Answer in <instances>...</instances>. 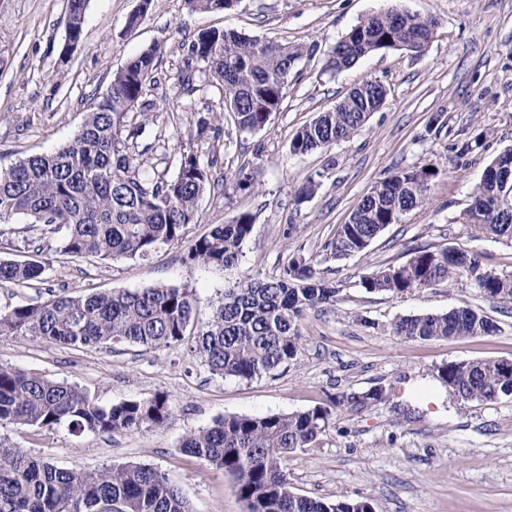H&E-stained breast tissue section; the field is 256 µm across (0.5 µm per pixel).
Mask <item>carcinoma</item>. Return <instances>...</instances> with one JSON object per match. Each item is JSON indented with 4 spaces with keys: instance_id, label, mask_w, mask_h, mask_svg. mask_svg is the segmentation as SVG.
<instances>
[{
    "instance_id": "carcinoma-1",
    "label": "carcinoma",
    "mask_w": 512,
    "mask_h": 512,
    "mask_svg": "<svg viewBox=\"0 0 512 512\" xmlns=\"http://www.w3.org/2000/svg\"><path fill=\"white\" fill-rule=\"evenodd\" d=\"M235 0H185L191 12L227 10ZM88 0H71L67 34L82 39ZM437 22L396 10L359 21L329 51L324 69L341 72L360 59L387 50L423 53ZM161 47L153 44L112 75L73 138L51 153L18 159L0 170V243L12 245L15 220L40 226L37 241L23 259L0 257V284L24 285L40 279L54 260L91 256L101 261L144 259L158 249L181 243L197 223L198 201L215 188L211 165L193 149L180 152L176 172L150 174L129 141L136 134L130 117L148 119L153 105L142 101ZM314 46L250 38L234 30L211 29L191 42L184 61L187 77L179 93L199 90L196 73L219 85L220 109L235 128L256 132L280 109L288 76ZM364 94H348L320 112L291 136L293 155L322 151L359 135L371 113L385 103L387 89L377 80L361 84ZM512 165V149L484 170L462 224L512 241V180L500 177ZM438 171L407 167L377 182L347 222L324 246L333 258L359 254L390 224L428 202L430 181ZM237 188L260 184L258 172L239 170ZM253 229V216L241 213L229 224H216L188 245L184 261L228 268L241 256ZM475 272L480 293L512 303V277L481 268L465 250L418 247L398 266L375 270L361 280L368 293L402 298L441 281L456 282ZM339 289L302 257H293L276 277L237 282L224 289L208 320L191 332L197 311L192 291L160 285L140 291L53 293L44 301L0 309V336L41 338L74 348L128 344L146 349L185 345L213 375L251 380L298 360L302 337L298 320L307 310L336 302ZM398 336L430 340L485 336L496 332L486 315L467 305L443 314L400 318ZM438 378L461 401H495L512 396L496 360H476L438 368ZM386 389L378 386L351 399L379 405ZM171 416L165 394L103 406L84 389L17 368L0 366V426H65L73 433L111 434L140 431ZM332 416L328 406L268 416L219 418L188 435L180 451L232 475L247 512H373L367 500L338 495L325 501L293 494L284 465L288 456L309 447ZM0 512H192L180 488L159 470L141 464L97 470L65 469L29 456L0 440Z\"/></svg>"
}]
</instances>
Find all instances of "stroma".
Segmentation results:
<instances>
[{
	"label": "stroma",
	"mask_w": 512,
	"mask_h": 512,
	"mask_svg": "<svg viewBox=\"0 0 512 512\" xmlns=\"http://www.w3.org/2000/svg\"><path fill=\"white\" fill-rule=\"evenodd\" d=\"M139 0H89L80 45L68 58L66 0H0V166L68 142L106 92L112 75L153 43L161 54L144 98L153 103L138 145L149 172L172 176L186 148L217 157L214 176L241 168L260 172L257 192L232 184L206 192L192 237L238 214L254 217L236 265L205 268L166 247L144 261L110 264L93 257L55 261L42 281L0 285V308L43 301L48 291L141 290L158 285L191 289L199 321L235 283L279 274L305 257L338 289L333 306L304 312V350L294 365L246 381L210 374L180 348L129 345L74 349L38 338L0 336V364L86 390L100 405L167 393L172 415L139 432L75 436L66 428L0 427V438L63 468L93 469L135 462L165 473L193 512H245L234 478L183 454L184 436L220 417L287 414L334 405L325 430L289 455L288 485L298 495L369 500L374 512H512V396L464 402L436 379L449 363L512 361V303L483 297L466 281L439 282L404 298L370 294L363 276L405 262L416 247L475 253L485 269L512 276V241L474 236L458 218L486 166L512 149V0H236L228 10L187 12L184 0H152L135 28ZM394 8L439 21L422 54L403 49L370 55L353 67L326 72V53L363 17ZM233 29L260 39L317 44L288 78L281 108L255 133L236 131L219 107L220 91L205 87L177 98L181 62L199 32ZM379 80L387 100L350 140L307 155L288 152L290 135L353 87ZM441 125H433V115ZM222 126L221 138L197 139L196 121ZM481 147L463 152L478 130ZM439 168L429 203L389 225L369 248L341 260L324 244L388 172ZM322 173L318 191L296 198L307 176ZM468 305L490 317V336L420 340L395 335L402 317ZM376 386L394 394L378 406L351 395Z\"/></svg>",
	"instance_id": "1"
}]
</instances>
